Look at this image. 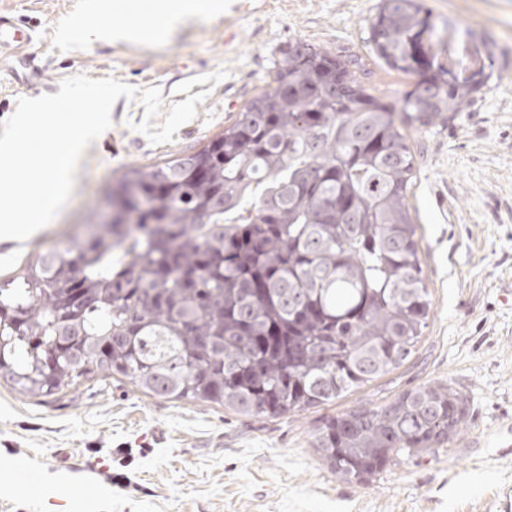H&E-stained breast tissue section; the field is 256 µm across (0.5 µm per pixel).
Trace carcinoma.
Here are the masks:
<instances>
[{"mask_svg": "<svg viewBox=\"0 0 512 512\" xmlns=\"http://www.w3.org/2000/svg\"><path fill=\"white\" fill-rule=\"evenodd\" d=\"M440 24L420 0H381L370 40L403 73ZM361 60L298 41L275 85L200 150L112 188L115 221L44 250L0 284V380L33 397L122 377L168 400L279 417L330 404L401 367L431 307L408 206L405 130L461 110L467 81L395 102ZM453 386L325 418L329 467L365 481L463 430Z\"/></svg>", "mask_w": 512, "mask_h": 512, "instance_id": "carcinoma-1", "label": "carcinoma"}]
</instances>
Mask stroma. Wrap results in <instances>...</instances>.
I'll return each mask as SVG.
<instances>
[{
    "label": "stroma",
    "instance_id": "stroma-1",
    "mask_svg": "<svg viewBox=\"0 0 512 512\" xmlns=\"http://www.w3.org/2000/svg\"><path fill=\"white\" fill-rule=\"evenodd\" d=\"M235 11L135 36L142 16L113 12L118 38L87 40V0H0L28 21L26 50L44 88L85 75L144 90L164 107L204 93L171 142L137 131L140 102L119 98L111 127L85 150L66 207L25 241L0 239V282L63 237L123 171L199 150L268 89L289 44L361 58L371 92L396 101L414 75L391 69L369 40L380 0H234ZM442 40L464 49L476 90L452 117L407 128L414 157L409 207L431 309L416 352L394 372L329 405L278 418L212 403L170 401L108 378L53 397L0 381V512H496L512 483V0H423ZM223 73L212 89L197 77ZM467 401L449 444L401 459L370 479L332 472L314 447L324 417L381 405L424 385Z\"/></svg>",
    "mask_w": 512,
    "mask_h": 512
}]
</instances>
